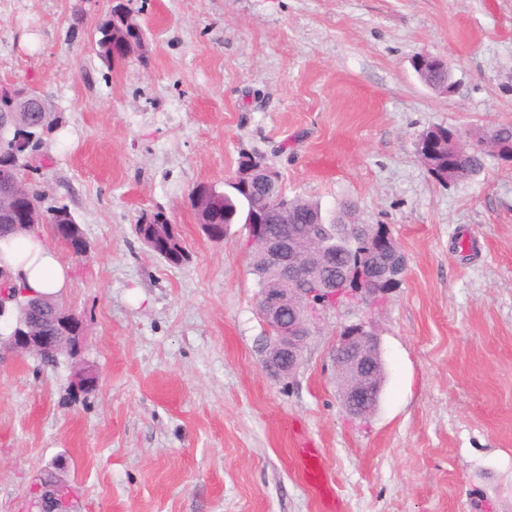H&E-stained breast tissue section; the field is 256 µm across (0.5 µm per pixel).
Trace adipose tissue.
Here are the masks:
<instances>
[{"label":"adipose tissue","mask_w":512,"mask_h":512,"mask_svg":"<svg viewBox=\"0 0 512 512\" xmlns=\"http://www.w3.org/2000/svg\"><path fill=\"white\" fill-rule=\"evenodd\" d=\"M0 269L11 284L32 295H56L69 281L68 266L47 245L39 226L22 237L0 241Z\"/></svg>","instance_id":"1"}]
</instances>
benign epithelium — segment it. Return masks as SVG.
I'll return each instance as SVG.
<instances>
[{"mask_svg": "<svg viewBox=\"0 0 512 512\" xmlns=\"http://www.w3.org/2000/svg\"><path fill=\"white\" fill-rule=\"evenodd\" d=\"M413 66L424 69L451 71V64L442 56L422 54ZM21 112H45L48 105L35 88L14 82H0V102ZM11 173L5 182L13 198V209L4 215L9 222L30 220L32 209L29 200V174L36 168L39 149L21 139L12 142ZM278 181L276 172L266 170L263 178L254 170L244 167L235 172L230 183L245 190L243 206L248 209L250 221L246 224L249 241L264 248L267 264L277 275L276 282L262 291L258 298L259 313L267 327L268 336L262 347L265 369L278 378H289L297 370L302 351L309 337L310 327L321 316L342 306V302L370 308L378 302V294L386 284L403 276L405 263L394 242L376 238V229L360 227L352 243L362 240L373 243L388 257L386 269H373L372 274L359 280V286L348 288L352 273L349 269H337L331 255L335 249L327 241L319 226H311L303 238L288 233L271 234L262 224L254 223V198H267V206L280 204L281 197L274 194ZM195 210L207 214L224 205V193L211 185L194 193ZM323 255V262L307 268L301 261L302 246ZM83 325L77 316L66 308L47 309L30 304L28 316L12 327L8 346L16 353L26 352L36 356L52 353L62 338L70 340L74 356H79L83 345ZM335 358L338 373L350 380L343 405L349 415L367 419L379 403L381 388L377 381L379 362L382 361L378 338L363 323L354 324L338 337ZM71 389L85 393L96 385V378L85 368L74 371ZM43 512H70L69 503L73 489L66 483L46 481L39 486Z\"/></svg>", "mask_w": 512, "mask_h": 512, "instance_id": "1", "label": "benign epithelium"}]
</instances>
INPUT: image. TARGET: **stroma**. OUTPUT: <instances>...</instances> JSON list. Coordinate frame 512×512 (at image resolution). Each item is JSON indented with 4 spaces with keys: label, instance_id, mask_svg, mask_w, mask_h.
I'll return each instance as SVG.
<instances>
[{
    "label": "stroma",
    "instance_id": "1",
    "mask_svg": "<svg viewBox=\"0 0 512 512\" xmlns=\"http://www.w3.org/2000/svg\"><path fill=\"white\" fill-rule=\"evenodd\" d=\"M149 56L106 68L112 0H0V82L48 94L62 125L38 180L91 252L61 300L82 353L56 367L0 353V512H30L46 474L73 512H328L294 440L321 448L329 512H512V163L440 184L417 153L435 125L512 123V0H133ZM447 57L456 88L417 77ZM262 155L288 196L346 199L407 261L369 309L327 312L295 374L262 363L248 230L208 239L189 200ZM163 211L189 254L134 233ZM369 322L386 364L369 422L348 416L331 351ZM98 378L71 395L75 368ZM124 23V13L117 8V5L110 10L109 15L97 26L96 31L99 34L96 40L97 56L101 62L111 68L112 60V40L114 34L118 33ZM413 66L419 69L431 68L448 71L446 73L445 71L431 72L427 70L421 75L423 83L440 94H444L446 83L448 82V74L451 72V64L446 58L438 55L422 54L414 59Z\"/></svg>",
    "mask_w": 512,
    "mask_h": 512
}]
</instances>
